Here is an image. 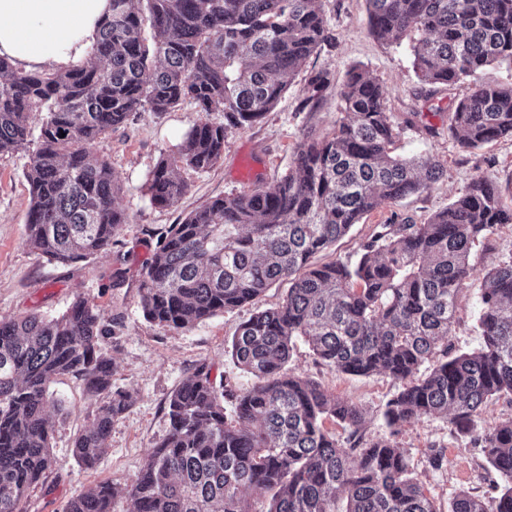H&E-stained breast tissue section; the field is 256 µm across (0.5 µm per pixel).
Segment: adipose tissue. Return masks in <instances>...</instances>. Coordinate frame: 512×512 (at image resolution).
Listing matches in <instances>:
<instances>
[{
  "mask_svg": "<svg viewBox=\"0 0 512 512\" xmlns=\"http://www.w3.org/2000/svg\"><path fill=\"white\" fill-rule=\"evenodd\" d=\"M111 0H0V56L27 71L84 64Z\"/></svg>",
  "mask_w": 512,
  "mask_h": 512,
  "instance_id": "1",
  "label": "adipose tissue"
}]
</instances>
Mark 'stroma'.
Here are the masks:
<instances>
[{
    "label": "stroma",
    "instance_id": "stroma-1",
    "mask_svg": "<svg viewBox=\"0 0 512 512\" xmlns=\"http://www.w3.org/2000/svg\"><path fill=\"white\" fill-rule=\"evenodd\" d=\"M327 26L335 47H322L301 64L295 80L264 117L229 132L224 157L211 170L181 171L185 195L169 207L154 206L146 189L150 170L162 156L176 151L201 114L192 103L171 112H134L122 127L102 136L95 152L112 166L121 189L115 204L130 217L109 250L86 261L62 265L31 251L25 244L30 187L25 177L29 155L0 154V319L26 314L57 316L82 296L112 322L103 344L112 358V386L130 391L134 402L112 423L106 450L96 468L80 466L72 456L76 434L88 425L101 402L83 380L55 379L51 397L64 411L55 417L52 452L58 466L31 489L28 512H66L68 502L102 481L130 485L156 444L167 434L168 396L199 364H207L214 382L232 390L250 388L254 377L231 358V340L239 325L256 311L276 307L288 285L278 283L252 303L217 314L189 329H172L144 318L139 281L169 225L181 223L196 208L218 197L270 185L287 173L297 144L306 133L324 135L340 117L339 94L347 71L360 67L381 84L397 132L394 151L404 157L439 160L440 180L424 193L395 204H383L353 225L336 246L316 254L314 263L355 261L364 244L385 224H421L447 207L477 177L499 185L512 181V139L478 150L460 148L448 136L451 91L422 84L413 69L411 39L395 42L376 37L368 25L365 0H324ZM330 72L317 111L303 112L311 74ZM481 307L474 286L464 284L457 296L449 336L450 354L479 347L476 321ZM288 373L320 383L329 392L364 411L360 434L368 440H392L406 455L412 475L442 512L456 494L493 495L495 472L480 448L454 432L446 419L428 416L390 433L383 411L397 391L384 374L356 377L321 363L303 339H296L286 365ZM444 452L441 468H431V449Z\"/></svg>",
    "mask_w": 512,
    "mask_h": 512
}]
</instances>
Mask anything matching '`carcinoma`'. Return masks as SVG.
Here are the masks:
<instances>
[{"label": "carcinoma", "instance_id": "1", "mask_svg": "<svg viewBox=\"0 0 512 512\" xmlns=\"http://www.w3.org/2000/svg\"><path fill=\"white\" fill-rule=\"evenodd\" d=\"M84 65L26 73L0 57V154L25 151L30 120L43 115L26 177V244L58 263L104 252L129 216L115 206L118 179L96 140L132 112H169L186 102L224 122L199 120L178 151L147 179L150 200L171 206L187 184L178 170L206 172L224 156L229 130L259 121L288 90L299 64L332 42L323 0H111ZM382 38L420 35L414 69L425 85L454 92L448 137L467 150L512 138V84L481 82L482 69L512 65V0H366ZM328 74L309 78L302 108L317 102ZM332 133L299 143L288 173L264 190L219 197L171 225L139 285L144 316L188 329L290 281L275 308L257 312L233 337L231 357L255 377L241 392L219 389L199 365L167 399L170 429L124 489L129 512H440L409 477L390 441L344 446L327 418L352 427L360 407L284 367L294 338L349 375L384 373L399 383L383 412L395 429L442 414L481 449L499 481L487 500L461 492L448 512H512V420L479 430L489 400L512 399V259L474 276L472 250L512 224L503 188L484 178L422 224L382 230L358 260L314 265L383 203L421 194L443 174L433 158L393 154L395 128L381 85L354 67L340 91ZM477 285L480 348L448 356L443 344L465 281ZM112 335L90 301L62 315L0 320V512H26L28 490L57 466L47 414L49 384L81 377L102 397L72 449L99 463L112 421L131 395L112 389ZM432 366L427 373L421 367ZM233 418L224 414V400ZM119 490L103 481L66 512H113Z\"/></svg>", "mask_w": 512, "mask_h": 512}]
</instances>
